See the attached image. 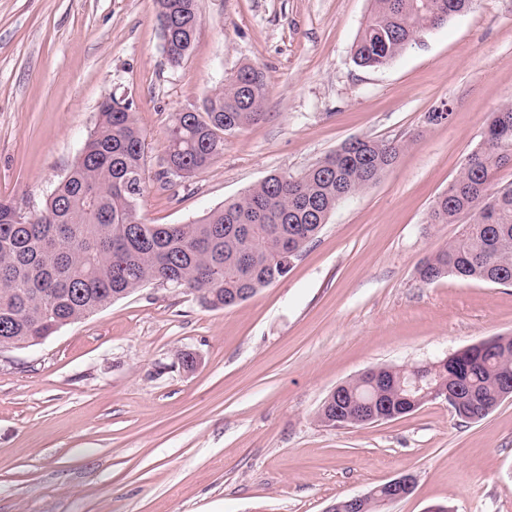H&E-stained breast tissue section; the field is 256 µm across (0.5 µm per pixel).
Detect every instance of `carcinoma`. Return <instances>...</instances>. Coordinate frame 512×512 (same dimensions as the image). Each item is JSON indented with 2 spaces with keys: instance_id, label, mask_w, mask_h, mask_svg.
I'll list each match as a JSON object with an SVG mask.
<instances>
[{
  "instance_id": "1",
  "label": "carcinoma",
  "mask_w": 512,
  "mask_h": 512,
  "mask_svg": "<svg viewBox=\"0 0 512 512\" xmlns=\"http://www.w3.org/2000/svg\"><path fill=\"white\" fill-rule=\"evenodd\" d=\"M473 0H373L354 47V62L381 68L426 31L468 9ZM164 49L173 63L190 51L201 20L196 0H157ZM268 91L263 71L242 66L224 90L192 112L173 115L167 172L189 177L224 151V135L264 118ZM402 145L355 139L296 173L274 174L237 199L187 224H145L138 218L146 189V137L131 108L104 102L79 157L49 194L44 208L21 221L0 199V339L35 345L114 298L152 282L171 284L205 306L243 302L288 273L327 223L343 196L377 181ZM512 165V103L499 107L483 141L433 203L430 223L453 224L455 238L418 268L421 281L446 275L512 285V183L493 186L492 174ZM490 350L472 348L455 358L466 366V397L456 415L480 420L497 407L512 380V336L494 337ZM394 383L377 392L357 378L323 403L321 424L336 415L363 426L359 400L380 397L401 407L406 367H383Z\"/></svg>"
}]
</instances>
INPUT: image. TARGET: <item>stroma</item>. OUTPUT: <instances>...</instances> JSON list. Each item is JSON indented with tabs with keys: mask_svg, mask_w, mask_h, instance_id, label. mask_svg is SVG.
<instances>
[{
	"mask_svg": "<svg viewBox=\"0 0 512 512\" xmlns=\"http://www.w3.org/2000/svg\"><path fill=\"white\" fill-rule=\"evenodd\" d=\"M197 4L175 66L156 0H0V199L42 209L111 97L146 135L147 224L200 218L355 138L404 149L247 301L212 310L153 282L0 351V512H324L404 473L415 488L389 512H512V400L478 421L442 399L363 427L317 419L371 367L512 336V286L417 273L459 230L430 223L433 201L512 102V0H476L377 69L352 59L372 0ZM247 63L267 76L263 120L194 176L166 174L173 114Z\"/></svg>",
	"mask_w": 512,
	"mask_h": 512,
	"instance_id": "1",
	"label": "stroma"
}]
</instances>
